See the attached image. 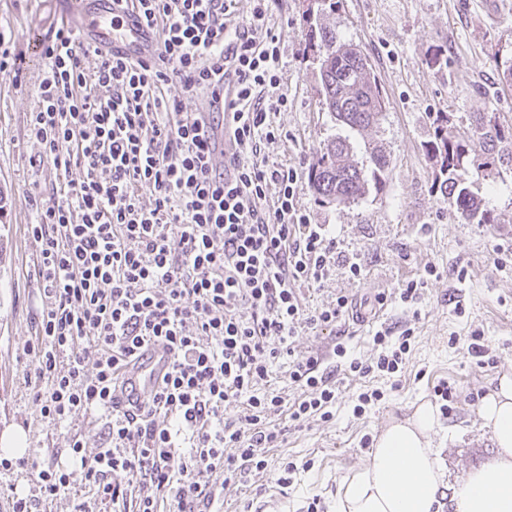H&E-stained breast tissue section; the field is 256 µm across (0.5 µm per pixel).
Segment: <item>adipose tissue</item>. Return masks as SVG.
Segmentation results:
<instances>
[{
    "mask_svg": "<svg viewBox=\"0 0 512 512\" xmlns=\"http://www.w3.org/2000/svg\"><path fill=\"white\" fill-rule=\"evenodd\" d=\"M479 415L496 447L485 465L449 486L432 446L440 411L428 402L405 419L386 422L366 463L345 475L336 491V512H512V372L503 373L484 396Z\"/></svg>",
    "mask_w": 512,
    "mask_h": 512,
    "instance_id": "1",
    "label": "adipose tissue"
}]
</instances>
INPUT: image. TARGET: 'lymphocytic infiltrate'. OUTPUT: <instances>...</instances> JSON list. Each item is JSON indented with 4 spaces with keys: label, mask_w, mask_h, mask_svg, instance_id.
Here are the masks:
<instances>
[{
    "label": "lymphocytic infiltrate",
    "mask_w": 512,
    "mask_h": 512,
    "mask_svg": "<svg viewBox=\"0 0 512 512\" xmlns=\"http://www.w3.org/2000/svg\"><path fill=\"white\" fill-rule=\"evenodd\" d=\"M131 3L159 32L154 63L101 51L65 24L41 42L26 119L40 151L29 164L53 167L56 181L28 226L41 307L24 379L50 426L82 411L103 421L104 437L92 452L80 434L67 439L90 500L56 456H0L1 469L37 476L33 494L0 489L12 512L62 496L74 512H208L225 484L265 472L283 435L277 416L332 418L326 358L358 377L391 375L411 348V330L385 328L368 363L340 342L326 356H294L299 328L335 326L349 298L308 311L299 297L329 275L336 241L299 212L296 167L261 152L276 137L272 114L288 109L269 0H254L242 23L234 0ZM176 86L205 94L206 111H183ZM158 342L168 372L141 403L119 406L124 369ZM283 361L300 391L291 402L269 384ZM237 401L241 415L225 419Z\"/></svg>",
    "instance_id": "obj_1"
}]
</instances>
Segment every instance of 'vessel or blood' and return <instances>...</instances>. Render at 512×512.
Returning <instances> with one entry per match:
<instances>
[{
  "label": "vessel or blood",
  "instance_id": "obj_1",
  "mask_svg": "<svg viewBox=\"0 0 512 512\" xmlns=\"http://www.w3.org/2000/svg\"><path fill=\"white\" fill-rule=\"evenodd\" d=\"M71 8L86 40L92 44L120 57H133L146 63L154 60L158 49L155 31L128 17L121 23H113L112 0H73ZM168 360V355L160 349L148 354L129 375L127 396L134 400L146 395L156 376L167 368Z\"/></svg>",
  "mask_w": 512,
  "mask_h": 512
}]
</instances>
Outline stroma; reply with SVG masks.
Returning <instances> with one entry per match:
<instances>
[{"label":"stroma","mask_w":512,"mask_h":512,"mask_svg":"<svg viewBox=\"0 0 512 512\" xmlns=\"http://www.w3.org/2000/svg\"><path fill=\"white\" fill-rule=\"evenodd\" d=\"M314 0H272V21L282 33L280 88L288 109L275 124L281 135L262 147L269 161L294 166L306 176L315 152L337 137H351L355 158L364 161L365 140L381 144L391 159L382 191L369 192L347 206H321L308 188L298 205L309 223L336 231L340 261L321 284L303 289L301 302L312 309L341 294L357 303L388 300L372 321L345 318L335 328L300 329L296 355L325 354L343 336L349 355L373 357L372 337L383 326H410L415 337L404 369L395 377L365 378L336 373L338 398L331 420L289 422L279 447L267 453L263 476L228 485L215 500V512H334L340 479L364 465L380 427L409 416L433 401V388L445 380L456 389L452 414L434 446L456 482L495 454L489 428L478 408L490 385L512 371V162L483 167L474 190L496 216L493 224L461 222L434 189L438 168L426 145L436 113H447L451 130L464 132L482 112L512 126V84L502 72L512 63V0H341L336 22L346 38L359 44L385 93L377 127L350 133L327 112L319 95V74L304 51L309 10ZM60 0H0V30L21 55L23 78L14 85L0 74V434H25L23 454L46 449L66 454L69 435L80 434L89 447L100 444L101 424L79 412L53 429L41 418L23 379L27 348L35 339L40 293L33 277L36 244L27 232L36 206L45 204L55 179L51 168L32 172L28 159L39 144L26 135V115L37 104L41 58L27 45L29 33L48 37L62 25ZM441 51L443 64L433 62ZM360 264L353 282L344 261ZM435 266L420 298L402 303L395 294L409 280L425 277ZM480 332L488 357L467 350L472 332ZM382 392L381 401L355 412L361 392ZM296 465L289 484H280L283 462Z\"/></svg>","instance_id":"35a3bbf8"}]
</instances>
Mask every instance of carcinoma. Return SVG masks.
<instances>
[{
  "label": "carcinoma",
  "mask_w": 512,
  "mask_h": 512,
  "mask_svg": "<svg viewBox=\"0 0 512 512\" xmlns=\"http://www.w3.org/2000/svg\"><path fill=\"white\" fill-rule=\"evenodd\" d=\"M308 51L319 65L323 104L336 121L360 133L376 125L384 111V94L360 45L345 39L336 27L319 23L310 26ZM433 125L429 152L439 166L435 186L442 200L466 224L496 223L492 212L483 208L470 189L474 172L469 156L479 146L487 155L511 162L512 129L482 114L475 117L469 136L448 132V116L440 112ZM364 146L368 173L353 160V145L346 139L339 138L316 151L307 171V186L320 204L347 205L365 196L371 187L381 190L391 165L390 156L372 141Z\"/></svg>",
  "instance_id": "1"
}]
</instances>
